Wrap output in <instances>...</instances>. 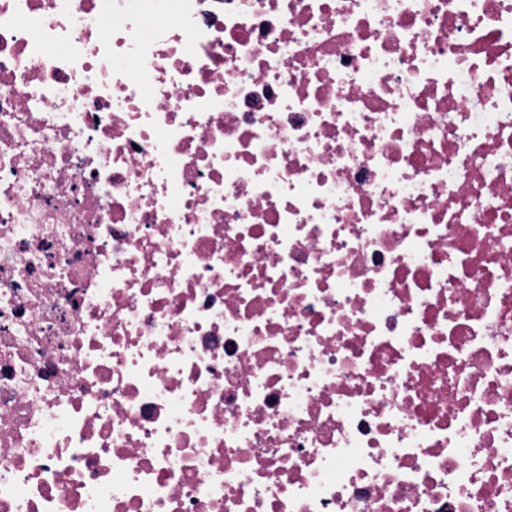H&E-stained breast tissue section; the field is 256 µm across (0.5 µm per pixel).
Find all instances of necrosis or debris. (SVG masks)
Here are the masks:
<instances>
[{
  "mask_svg": "<svg viewBox=\"0 0 512 512\" xmlns=\"http://www.w3.org/2000/svg\"><path fill=\"white\" fill-rule=\"evenodd\" d=\"M512 0H0V512H512Z\"/></svg>",
  "mask_w": 512,
  "mask_h": 512,
  "instance_id": "1",
  "label": "necrosis or debris"
}]
</instances>
